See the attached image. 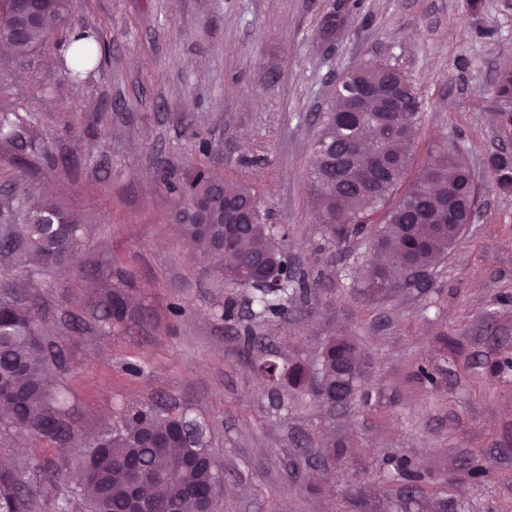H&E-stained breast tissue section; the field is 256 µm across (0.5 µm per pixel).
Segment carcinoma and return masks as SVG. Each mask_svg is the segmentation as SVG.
Wrapping results in <instances>:
<instances>
[{"label": "carcinoma", "mask_w": 512, "mask_h": 512, "mask_svg": "<svg viewBox=\"0 0 512 512\" xmlns=\"http://www.w3.org/2000/svg\"><path fill=\"white\" fill-rule=\"evenodd\" d=\"M73 10V0H38V19L11 11L7 33L0 43L17 57L39 51L63 30ZM74 47L71 74H91L102 52L101 36L82 30L69 40ZM369 82L378 91L392 85L404 87L400 111L380 112L381 100L365 112H344L351 81ZM495 94L512 102V71L498 74ZM337 106L326 117L322 135L314 144L311 187L323 223L333 237L345 239L371 223L373 215L388 207L384 224L376 231L370 252L364 256L365 287L382 293L392 287L386 259L408 255L428 270L448 255V249L464 230L462 224L445 222L448 199L476 205L477 186L470 170L442 154L424 165L400 196H395L411 163V147L419 132L422 101L414 86L396 66L373 62L346 76L336 89ZM25 124L16 111L0 112V141H14L16 128ZM489 171L496 187L512 192V155L496 152L489 158ZM178 196L175 220L181 224L190 245L204 262L224 272L229 288H255L261 292V315L279 317L287 312L284 300L308 296V282L298 272L281 241L285 230L266 222L261 204H256L251 222L241 235L224 247V203L252 198L246 187L215 180L209 170L195 167L181 182L169 184ZM83 224L61 202L30 201L29 194L8 195L0 202V263L23 269L34 260L42 268L68 262L80 246ZM275 272L270 284L254 281L251 268L260 259ZM125 304L113 292L106 302L105 324L123 319ZM38 309L10 293L0 297V394L12 401L10 424L18 429H37L48 435L75 433L66 428L57 407L48 374V349L38 334ZM336 346L325 345L315 376L331 385L336 382ZM209 427L183 413L161 415L141 407L125 415L122 424L102 433L87 449L81 469V496L90 512H129L131 466L155 480L144 483L145 492L159 503H171L176 512H203L217 482L207 456ZM389 474L410 482L421 479L405 457L387 462ZM26 500L16 480L0 477V512H24Z\"/></svg>", "instance_id": "1"}]
</instances>
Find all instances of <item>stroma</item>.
<instances>
[{
	"instance_id": "stroma-1",
	"label": "stroma",
	"mask_w": 512,
	"mask_h": 512,
	"mask_svg": "<svg viewBox=\"0 0 512 512\" xmlns=\"http://www.w3.org/2000/svg\"><path fill=\"white\" fill-rule=\"evenodd\" d=\"M343 5L328 45L324 14ZM77 0L73 24L95 26L106 50L83 81L64 70L61 37L34 56L0 51V111H19L51 160L0 142V184L66 202L85 237L68 266L0 268V286L34 285L54 345L63 440L0 423L27 512H85L77 473L91 439L149 405L210 427L224 459L221 512H401L403 482L384 463L408 458L425 512H512V194L487 167L501 146L494 94L512 69V0ZM400 68L422 102L409 175L449 152L471 169L477 218L421 284L369 296L360 266L369 232L330 237L313 201L314 143L338 82L364 63ZM207 140L208 154L198 143ZM203 166L251 187L309 277L307 303L254 317L251 288H229L173 218L159 180ZM123 321L105 326L114 290ZM234 304L239 322L224 319ZM260 340L253 355L239 325ZM347 337L360 358L356 399L324 404L313 387L279 383L260 363L314 367ZM429 364L427 382L417 373ZM487 474H466L469 461Z\"/></svg>"
}]
</instances>
